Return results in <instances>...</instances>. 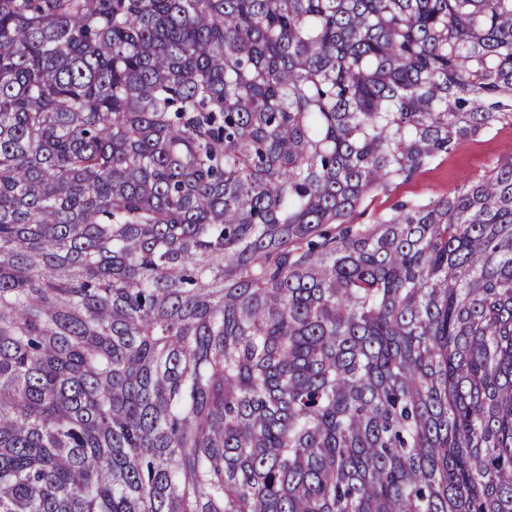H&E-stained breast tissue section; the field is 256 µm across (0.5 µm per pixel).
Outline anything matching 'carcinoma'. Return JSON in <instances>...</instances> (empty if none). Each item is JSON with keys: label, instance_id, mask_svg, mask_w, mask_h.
I'll return each instance as SVG.
<instances>
[{"label": "carcinoma", "instance_id": "1", "mask_svg": "<svg viewBox=\"0 0 512 512\" xmlns=\"http://www.w3.org/2000/svg\"><path fill=\"white\" fill-rule=\"evenodd\" d=\"M512 0H0V512H512ZM512 159V126L500 124L488 135L460 142L407 181L373 194L352 216L353 224H372L379 215L390 214L395 204L407 199L429 200L448 196L464 182L487 174ZM367 206L365 209L364 207Z\"/></svg>", "mask_w": 512, "mask_h": 512}]
</instances>
